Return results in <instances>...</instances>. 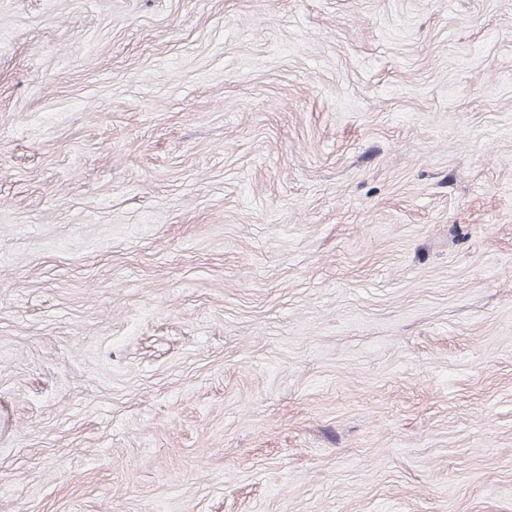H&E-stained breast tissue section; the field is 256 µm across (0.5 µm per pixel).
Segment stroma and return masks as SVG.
<instances>
[{
  "label": "stroma",
  "instance_id": "35a3bbf8",
  "mask_svg": "<svg viewBox=\"0 0 512 512\" xmlns=\"http://www.w3.org/2000/svg\"><path fill=\"white\" fill-rule=\"evenodd\" d=\"M0 512H512V0H0Z\"/></svg>",
  "mask_w": 512,
  "mask_h": 512
}]
</instances>
